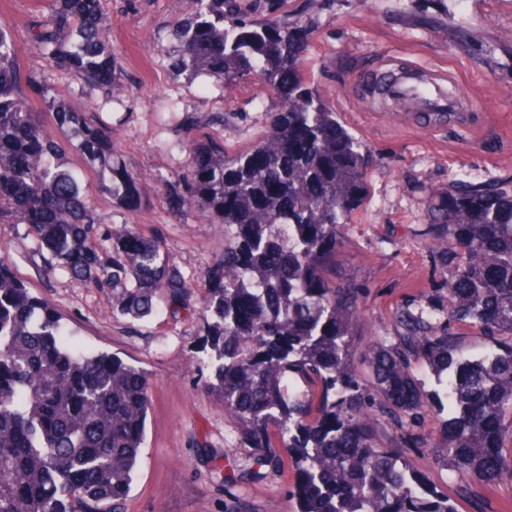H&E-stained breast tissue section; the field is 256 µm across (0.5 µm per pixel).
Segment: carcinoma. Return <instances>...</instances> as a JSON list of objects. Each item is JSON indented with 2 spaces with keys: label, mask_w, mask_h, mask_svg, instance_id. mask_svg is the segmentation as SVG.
Returning <instances> with one entry per match:
<instances>
[{
  "label": "carcinoma",
  "mask_w": 512,
  "mask_h": 512,
  "mask_svg": "<svg viewBox=\"0 0 512 512\" xmlns=\"http://www.w3.org/2000/svg\"><path fill=\"white\" fill-rule=\"evenodd\" d=\"M190 2L161 45L171 70L251 77L288 99L243 150L188 139L185 171L164 181L171 208L224 225L221 261L201 280L143 225L100 223L53 130L129 212L142 204L139 175L111 127L34 83L1 27L0 223L25 225L47 272L112 293L116 317L144 320L162 305L175 315L199 296L193 359L238 447L251 449L227 488L259 485L286 459L291 512H458L412 466L413 448L479 489L512 486V185L461 180L439 200L423 236L444 243L434 249L449 268L444 288L363 344L364 291L336 283L328 264L363 194L368 147L302 79L306 27L288 0ZM46 6L32 42L107 104L122 67L101 0ZM459 322L487 336L489 351L460 356ZM149 408L146 374L83 349L57 306L0 257V512H122ZM430 414L442 428L425 433Z\"/></svg>",
  "instance_id": "1"
}]
</instances>
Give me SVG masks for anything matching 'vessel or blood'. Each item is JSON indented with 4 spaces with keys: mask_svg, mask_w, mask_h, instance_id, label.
Here are the masks:
<instances>
[{
    "mask_svg": "<svg viewBox=\"0 0 512 512\" xmlns=\"http://www.w3.org/2000/svg\"><path fill=\"white\" fill-rule=\"evenodd\" d=\"M369 89L384 100L403 99L412 107L406 120L431 130L465 124L474 109L472 99L448 84L446 74L417 66L385 63L369 80Z\"/></svg>",
    "mask_w": 512,
    "mask_h": 512,
    "instance_id": "b4317fda",
    "label": "vessel or blood"
}]
</instances>
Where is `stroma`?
<instances>
[{
	"mask_svg": "<svg viewBox=\"0 0 512 512\" xmlns=\"http://www.w3.org/2000/svg\"><path fill=\"white\" fill-rule=\"evenodd\" d=\"M109 45L125 76L110 104L43 58L29 30L44 16L42 0H0V27L10 30L24 65L48 83L67 107L100 109L129 169L142 178V207L120 209L101 196L94 176L82 174L86 194L105 224H142L160 238L182 270L200 273L224 252V227L193 210L176 212L161 199L163 180L185 168L181 143L186 118L202 121V133L227 151L247 146L266 128L276 99L253 79L231 85L172 73L158 42L168 39L178 0H102ZM292 15L313 14L314 31L302 61L304 77L339 112L346 127L369 148L366 194L352 211L344 242L329 270L364 290L367 335L382 333L392 313L418 292L441 287L442 261L420 232L429 222L434 195L462 179L484 184L512 180V43L495 31L512 28V0H290ZM447 74L451 83L481 99L465 126L428 132L380 121L363 102L360 81L384 61ZM0 257L32 293L51 300L84 346L116 355L150 378L146 441L124 512H224L223 470L244 456L224 406L205 391L191 365L198 319L190 311L132 322L112 314V297L49 276L30 250L20 224H0ZM430 477L447 489L458 512H502L512 487L485 491L434 466ZM290 467L252 487L246 498L266 512H288Z\"/></svg>",
	"mask_w": 512,
	"mask_h": 512,
	"instance_id": "1",
	"label": "stroma"
}]
</instances>
